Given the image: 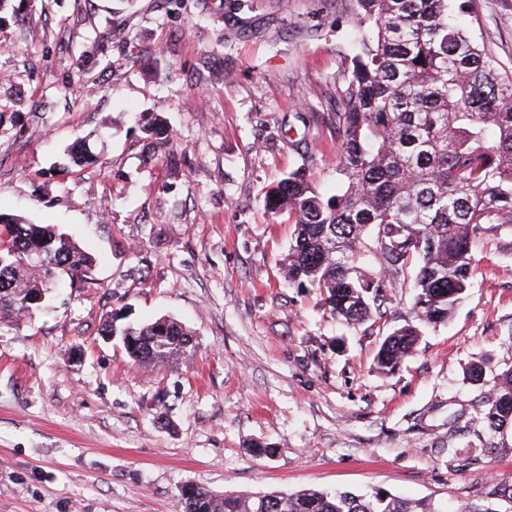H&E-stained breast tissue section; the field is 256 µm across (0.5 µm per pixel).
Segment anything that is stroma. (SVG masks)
<instances>
[{
    "mask_svg": "<svg viewBox=\"0 0 512 512\" xmlns=\"http://www.w3.org/2000/svg\"><path fill=\"white\" fill-rule=\"evenodd\" d=\"M241 2L0 6V210L70 234L98 281L0 325V512H182L186 484L512 512V424L480 420L512 371V234L474 249L451 317L378 373L384 335L416 322L412 289L387 288L379 329L336 319L285 282L294 227L264 203L294 172L336 186L351 0ZM473 11L511 73L512 0ZM133 112L166 118L175 141ZM84 141L100 163L66 164ZM163 316L192 333L169 366L99 335L111 317Z\"/></svg>",
    "mask_w": 512,
    "mask_h": 512,
    "instance_id": "stroma-1",
    "label": "stroma"
}]
</instances>
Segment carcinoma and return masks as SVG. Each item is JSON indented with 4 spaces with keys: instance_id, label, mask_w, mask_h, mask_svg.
<instances>
[{
    "instance_id": "carcinoma-1",
    "label": "carcinoma",
    "mask_w": 512,
    "mask_h": 512,
    "mask_svg": "<svg viewBox=\"0 0 512 512\" xmlns=\"http://www.w3.org/2000/svg\"><path fill=\"white\" fill-rule=\"evenodd\" d=\"M470 2L353 0V56L336 112L341 182L326 197L293 173L265 195L295 226L285 279L315 288L353 326L383 315L387 282L409 270L419 316L446 320L469 286L473 249L512 230V74L474 37ZM146 132L174 140L157 118ZM369 256L374 277L363 273ZM95 267L55 226L0 213V324L45 312V301L29 306L34 292L97 286ZM100 335L119 337L135 364H174L192 342L169 317L137 326L110 318ZM417 340L410 325L387 334L379 370L394 372ZM481 421L490 431L512 424V373ZM181 500L183 512H438L380 490L219 495L191 485Z\"/></svg>"
}]
</instances>
